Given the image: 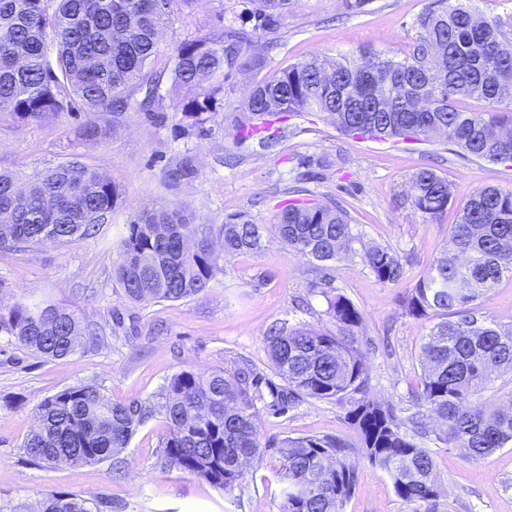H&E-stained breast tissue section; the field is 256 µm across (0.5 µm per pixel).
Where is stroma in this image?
<instances>
[{
  "mask_svg": "<svg viewBox=\"0 0 512 512\" xmlns=\"http://www.w3.org/2000/svg\"><path fill=\"white\" fill-rule=\"evenodd\" d=\"M430 3L369 0L363 12L351 14L343 0H294L279 28L257 36L248 48L256 67L206 84L213 105L209 136L184 115V93L166 86L152 114L132 110L118 120L79 105L36 121L0 112V170L26 180L77 159L105 173L122 192L93 236L0 250V307L47 300L76 310L93 330L80 337L74 355L55 360L0 335V512L21 506L38 512L49 492L82 495L101 512H280V441L324 435L355 440L345 404L308 399L278 412L258 403L261 451L229 491L165 464L162 407L169 379L184 370L232 373L247 366L261 381L275 380L268 330L282 324L330 329L322 294L326 276L364 316L359 334L371 343L365 360L369 398L408 406L419 381L420 345L438 318L409 316L405 300L447 250L457 205L486 187L512 191V166L450 143L352 139L323 113L291 118L270 147L255 137L234 140L223 127L255 84L310 55H344L358 64L371 53L404 57L416 35L413 23ZM248 6V0H174L156 69L168 68L185 41L219 42ZM91 123L110 127V135L84 139L80 129ZM185 155L195 161L196 178L169 186L166 168ZM422 168L447 180L454 201L434 221L406 201L410 178ZM297 200L339 202L359 235L353 252L324 270L280 243L272 226L282 207ZM161 204L182 209L198 224L220 225L229 215H244L263 225V246L220 254L214 279L199 294L129 300L112 277L120 234L140 211ZM375 245L402 257L405 280L383 285L374 279L359 254ZM86 383L97 384L112 402L136 400L155 412L114 459L52 468L29 463L24 442L37 425L38 404ZM433 454L441 512H512V446L475 461L457 448ZM350 462L358 482L342 512H410L385 471L358 453Z\"/></svg>",
  "mask_w": 512,
  "mask_h": 512,
  "instance_id": "35a3bbf8",
  "label": "stroma"
}]
</instances>
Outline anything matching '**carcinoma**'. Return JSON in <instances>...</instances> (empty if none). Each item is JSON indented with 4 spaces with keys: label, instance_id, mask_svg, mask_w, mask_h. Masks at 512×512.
Returning a JSON list of instances; mask_svg holds the SVG:
<instances>
[{
    "label": "carcinoma",
    "instance_id": "cac0c4a2",
    "mask_svg": "<svg viewBox=\"0 0 512 512\" xmlns=\"http://www.w3.org/2000/svg\"><path fill=\"white\" fill-rule=\"evenodd\" d=\"M250 3L245 21L224 29L219 45L182 43L164 74L151 67L165 22L155 0H0V112L35 120L77 99L116 118L131 109L148 113L166 78L172 90L189 95L187 115L206 135L209 96L197 89L226 70L257 65L243 46L257 32L275 31L292 0ZM415 28L401 60L374 55L359 65L313 55L284 67L252 89L231 124L236 139L259 134L269 147L275 140L268 133L270 117L320 112L352 138L449 142L471 156L512 163V117L455 106L460 97L489 103L512 97V37L504 24L475 16L463 0H433ZM196 175L186 156L166 170L165 179L178 185ZM411 182L407 201L424 216L434 219L452 205L448 181L433 170H419ZM120 196L109 177L75 158L26 184L0 171V215L11 221L0 249L20 250L47 234L58 242L92 236ZM215 231L228 254L256 249L262 239V225L241 214L215 228L161 204L126 225L113 275L133 301L196 295L214 276ZM274 231L281 243L321 263L336 260L357 239L343 210L321 203L286 205ZM362 260L380 284L406 277L390 248L373 247ZM509 272L512 192L483 188L460 210L448 253L406 300L413 317L430 310L442 317L420 346L421 381L409 407L367 398L358 336L362 313L345 295L326 291V314L336 331L303 325L270 331L269 356L283 385L263 389L247 368L208 375L183 370L170 379L168 431L161 443L165 463L231 490L244 475L242 460L260 451L256 406L265 395L281 411L305 398H346L345 420L358 444L338 435L281 442V512H340L357 484L356 471L346 463L356 449L390 474L412 512H439L436 462L424 442L462 448L469 460L512 446V390L498 405L480 401L491 372L512 374V328L475 305L481 292ZM87 331L74 311L52 302L0 312V334L47 359L73 355ZM152 413L139 401L113 403L92 383L69 387L40 402L38 427L24 442L25 452L46 466L104 462L127 447ZM39 512H99V506L77 494H48Z\"/></svg>",
    "mask_w": 512,
    "mask_h": 512
}]
</instances>
